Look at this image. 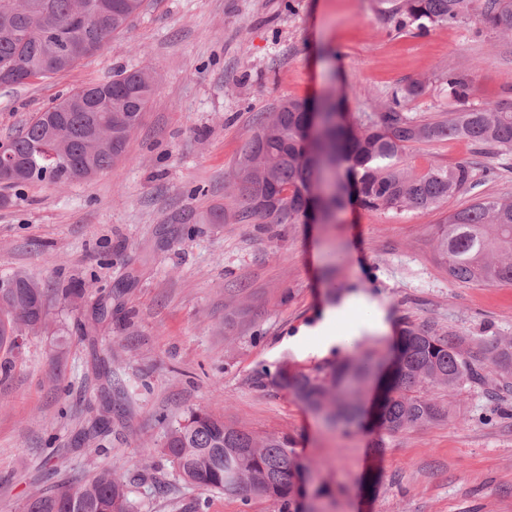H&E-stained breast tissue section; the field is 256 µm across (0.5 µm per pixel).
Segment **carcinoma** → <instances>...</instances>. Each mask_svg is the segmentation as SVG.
Segmentation results:
<instances>
[{
	"label": "carcinoma",
	"mask_w": 512,
	"mask_h": 512,
	"mask_svg": "<svg viewBox=\"0 0 512 512\" xmlns=\"http://www.w3.org/2000/svg\"><path fill=\"white\" fill-rule=\"evenodd\" d=\"M84 0L91 15L77 17L75 0H0V84H23L71 71L123 33L145 0ZM402 27L454 25L470 16L476 0H386ZM478 20L512 34V0H484ZM155 72L118 71L112 79L73 90L10 138L21 164L17 175L0 179L3 189L33 182L64 185L74 169L100 173L125 155L157 87ZM413 82L392 93L377 119L338 123V103L326 96L314 103L288 99L266 115L245 145L232 181V218L237 224L335 223L348 203L376 211L438 209L474 183L468 161L432 165L417 173L402 165L412 144L462 139L497 156L512 154V106L469 104L464 78L448 74V93L458 103L441 120L410 118L396 110L399 96H418ZM322 185L324 196L310 188ZM438 251L450 280L459 285L512 284V200L479 199L448 215ZM0 292V351L19 348L23 336L45 333L48 289L24 273ZM490 365L500 382L512 383V341L490 346ZM376 377V417L390 431L422 427L447 417L433 389L460 390L485 382L483 367L464 354L453 334L406 326L387 367L369 351L327 358L308 367L282 363L257 382L286 389L334 427L349 429L362 410L363 392ZM160 451L179 477L203 490L256 493L280 503L281 512H302L309 471L287 435L259 436L224 423L207 412L163 423ZM25 512H137L126 480L107 469L57 489L32 495Z\"/></svg>",
	"instance_id": "carcinoma-1"
}]
</instances>
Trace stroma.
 I'll list each match as a JSON object with an SVG mask.
<instances>
[{
    "label": "stroma",
    "mask_w": 512,
    "mask_h": 512,
    "mask_svg": "<svg viewBox=\"0 0 512 512\" xmlns=\"http://www.w3.org/2000/svg\"><path fill=\"white\" fill-rule=\"evenodd\" d=\"M150 67L160 82L124 158L90 180L34 182L0 205V280L23 272L80 298L49 304L50 332L24 336L0 375V512L90 467L129 483L141 512H279L276 501L205 491L159 452V416L194 410L257 435H287L331 495L314 512H512V388L485 383L438 393L446 418L395 432L327 426L260 370L336 355L318 326L352 295L378 301L390 333L354 351L388 360L408 323L455 333L485 359L512 338V285L452 283L436 244L448 215L473 199L512 198V159L494 174L477 146L443 139L408 147L405 166L472 162L477 185L441 208L346 206L332 224H201L230 207L242 150L281 100L343 99L351 121L376 118L393 91L424 92L399 112L455 111L448 75L470 101L512 105V38L470 17L420 31L381 0H146L127 31L70 72L0 85V140L68 91ZM112 314L95 340L80 328L98 303ZM110 355L112 376L95 369ZM112 399V422L93 421Z\"/></svg>",
    "instance_id": "obj_1"
}]
</instances>
